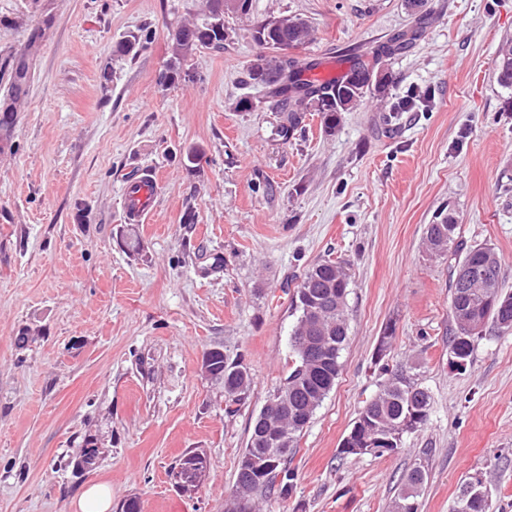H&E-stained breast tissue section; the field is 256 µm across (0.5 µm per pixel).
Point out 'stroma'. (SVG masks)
I'll list each match as a JSON object with an SVG mask.
<instances>
[{
	"label": "stroma",
	"mask_w": 512,
	"mask_h": 512,
	"mask_svg": "<svg viewBox=\"0 0 512 512\" xmlns=\"http://www.w3.org/2000/svg\"><path fill=\"white\" fill-rule=\"evenodd\" d=\"M207 11L208 0H0L1 56L52 17L0 152V512H71L94 484L111 486L110 512L131 498L141 512H225L251 424L288 373L296 285L328 258L350 280L341 371L291 455L292 497H255V512H391L419 465L418 512H452L476 477L490 512H512V329L486 323L467 369L453 370L450 259L424 245L427 224L453 212L458 241L494 247L512 291V89L497 80L512 0H426L419 15L406 0H251L249 13L225 14L223 51L191 58L195 81L160 87L171 30ZM270 16L306 20L296 57L343 73L425 24L387 58L385 98L366 94L332 135L309 112L285 142L265 89L247 82L253 27ZM142 27L150 42L117 53ZM410 89L432 97L394 112ZM243 97L251 110H237ZM147 170L157 209L133 254L120 201ZM210 348L249 368L235 413L199 371ZM394 374L428 390L425 425L395 452L340 456ZM94 429L105 446L78 470ZM194 451L209 469L186 491L170 470Z\"/></svg>",
	"instance_id": "stroma-1"
}]
</instances>
